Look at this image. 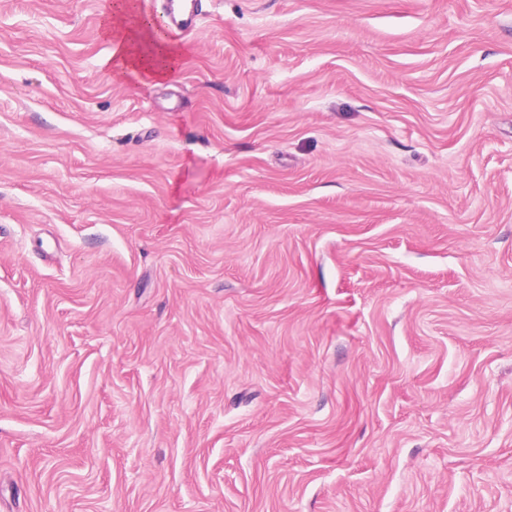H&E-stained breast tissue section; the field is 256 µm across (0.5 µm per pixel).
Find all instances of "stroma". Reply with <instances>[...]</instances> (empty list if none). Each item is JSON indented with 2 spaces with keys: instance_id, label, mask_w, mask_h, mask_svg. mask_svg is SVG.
I'll use <instances>...</instances> for the list:
<instances>
[{
  "instance_id": "1",
  "label": "stroma",
  "mask_w": 512,
  "mask_h": 512,
  "mask_svg": "<svg viewBox=\"0 0 512 512\" xmlns=\"http://www.w3.org/2000/svg\"><path fill=\"white\" fill-rule=\"evenodd\" d=\"M0 0V512H512V0ZM102 26L103 37L110 44L105 63L115 78L127 76L153 81L168 79L183 63L184 51L174 48L167 39L156 41V30L138 19L130 24L136 5L132 0L110 4ZM157 48H156V47ZM191 8L188 12L175 14L170 7L169 10V27L174 33H185L195 28L199 15V5L196 0H191Z\"/></svg>"
}]
</instances>
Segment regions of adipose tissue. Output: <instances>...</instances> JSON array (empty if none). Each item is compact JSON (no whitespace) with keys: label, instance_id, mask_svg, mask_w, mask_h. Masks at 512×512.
Here are the masks:
<instances>
[{"label":"adipose tissue","instance_id":"adipose-tissue-1","mask_svg":"<svg viewBox=\"0 0 512 512\" xmlns=\"http://www.w3.org/2000/svg\"><path fill=\"white\" fill-rule=\"evenodd\" d=\"M134 0H115L105 15L104 38L110 44L106 63L115 78L128 76L153 81L168 79L183 63L184 53L169 42H157L145 21L134 20Z\"/></svg>","mask_w":512,"mask_h":512}]
</instances>
